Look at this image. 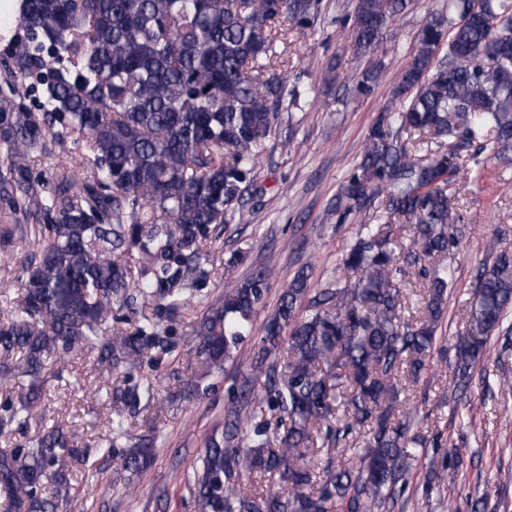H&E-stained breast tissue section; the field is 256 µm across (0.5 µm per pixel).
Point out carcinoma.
Listing matches in <instances>:
<instances>
[{
	"mask_svg": "<svg viewBox=\"0 0 512 512\" xmlns=\"http://www.w3.org/2000/svg\"><path fill=\"white\" fill-rule=\"evenodd\" d=\"M408 3L357 0L354 51L365 64L357 94L374 91L384 29ZM319 12L320 0H20L19 20L37 41L16 47L21 75L46 86L43 121L74 138L90 174L58 176L30 242L22 299L0 328V437L36 420L47 376L61 378L72 354L91 351L98 365L129 375L176 349L179 314L209 281L206 249L253 188L281 107L288 98L308 105L307 90L288 88L280 70L278 30L310 28ZM396 96L399 108L381 116L336 197L337 223L371 210L375 223L360 225L346 277H329L310 297L301 271L279 296L237 406L204 437L187 479L200 512H377L423 446L402 420L401 377L417 379L440 340L449 286L440 261L459 245L448 186L463 154L477 169L489 146L512 160V0H448L420 29ZM13 125L21 171L35 121L19 112ZM425 142L435 150L421 156ZM489 249L456 347L460 386L512 312V253ZM407 267L425 281L418 319L401 316ZM271 278L259 268L225 282L224 307L196 328L201 379L164 396L149 383L106 391L114 412L98 452L121 459L126 489L158 439L151 424L133 436L129 418L143 401L161 412L224 373L252 336ZM135 296L152 312L128 331L119 312ZM314 432L327 448L347 447L356 433L371 440L318 474L303 466ZM88 463L62 425L0 449L6 512H59L69 503L67 473ZM272 472L288 488L239 483Z\"/></svg>",
	"mask_w": 512,
	"mask_h": 512,
	"instance_id": "1",
	"label": "carcinoma"
}]
</instances>
